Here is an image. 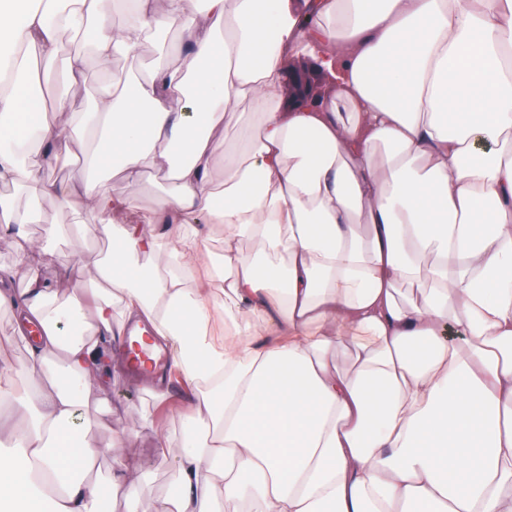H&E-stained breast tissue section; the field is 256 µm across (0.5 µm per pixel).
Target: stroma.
Wrapping results in <instances>:
<instances>
[{
  "instance_id": "stroma-1",
  "label": "stroma",
  "mask_w": 512,
  "mask_h": 512,
  "mask_svg": "<svg viewBox=\"0 0 512 512\" xmlns=\"http://www.w3.org/2000/svg\"><path fill=\"white\" fill-rule=\"evenodd\" d=\"M153 55V48L147 45L116 58L106 71L95 63H88L83 81L75 85L67 97L69 112L82 115L105 87L129 78L146 77ZM42 213V224H61L67 229L55 250L70 257L69 271L61 272L52 262L43 268L45 277L57 282L59 294L64 297L72 289L85 285L86 272L95 262L111 255L112 239L103 234H86L79 223V214L57 201L43 200ZM42 224L0 230V269L10 271L14 295H22L27 286L22 257L30 244L39 241ZM193 397L190 385L175 382L171 385L170 399L157 400L143 390L141 380L119 372L112 376L109 403L92 402L82 410L81 417L87 424L90 438L101 444L109 441L114 444L111 455L99 461L102 471L111 470L113 458L130 456L136 458L146 472L140 512H168L177 494L175 463L181 452L178 437L189 430L185 409ZM159 430L174 434L169 447H155L154 435Z\"/></svg>"
}]
</instances>
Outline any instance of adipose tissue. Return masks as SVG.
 I'll list each match as a JSON object with an SVG mask.
<instances>
[{
  "label": "adipose tissue",
  "instance_id": "adipose-tissue-1",
  "mask_svg": "<svg viewBox=\"0 0 512 512\" xmlns=\"http://www.w3.org/2000/svg\"><path fill=\"white\" fill-rule=\"evenodd\" d=\"M24 2L0 0V39L73 82L176 24L185 48L102 97L76 137L0 67V183L29 199L19 210L1 195L0 222L36 223L52 197L115 244L96 291L63 302L43 275L47 258L70 264L48 251L57 225L26 252L20 298L0 271L24 371L51 383L25 426L0 429V512H104L137 470L123 459L95 475L98 446L75 432L126 367L105 341L132 326L196 392L169 512L220 498L258 512H512V0ZM64 33L88 53L60 56ZM289 51L314 60L333 97L277 111ZM245 103L262 119L240 155L226 118ZM97 133L99 180L42 177L38 156H71ZM150 171L164 194L124 223L135 196L106 177L134 185ZM206 225L226 229L220 276ZM160 248L163 269L146 262ZM401 285L419 298L399 301ZM341 344L350 364L335 370Z\"/></svg>",
  "mask_w": 512,
  "mask_h": 512
}]
</instances>
